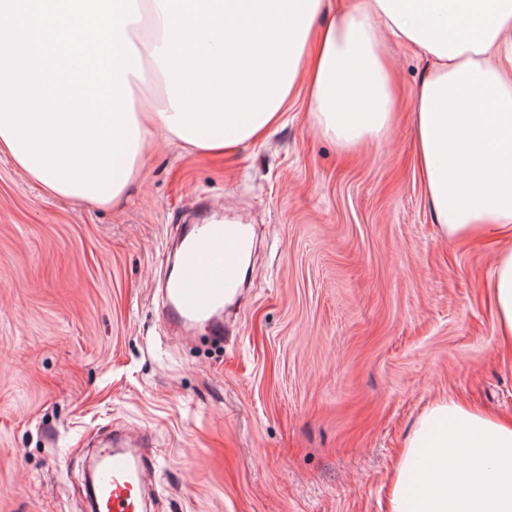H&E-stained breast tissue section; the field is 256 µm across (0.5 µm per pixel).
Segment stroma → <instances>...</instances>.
<instances>
[{
	"label": "stroma",
	"instance_id": "1",
	"mask_svg": "<svg viewBox=\"0 0 512 512\" xmlns=\"http://www.w3.org/2000/svg\"><path fill=\"white\" fill-rule=\"evenodd\" d=\"M397 118L341 151L298 87L237 153L159 141L115 208L47 196L0 154V512H88L98 440L142 429L151 512H385L425 406L512 419L496 244L448 239L415 165L425 60L385 37ZM251 225L231 332L177 339L168 247L211 216Z\"/></svg>",
	"mask_w": 512,
	"mask_h": 512
}]
</instances>
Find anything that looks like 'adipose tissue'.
Instances as JSON below:
<instances>
[{"instance_id":"1","label":"adipose tissue","mask_w":512,"mask_h":512,"mask_svg":"<svg viewBox=\"0 0 512 512\" xmlns=\"http://www.w3.org/2000/svg\"><path fill=\"white\" fill-rule=\"evenodd\" d=\"M125 32L160 95L129 75L138 149L215 154L279 124L300 81L318 131L345 151L393 120L382 32L423 51L413 101L420 177L449 239L494 238L496 333L512 344V0H137ZM386 512H512V422L452 398L406 437Z\"/></svg>"}]
</instances>
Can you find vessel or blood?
<instances>
[{
	"instance_id": "1",
	"label": "vessel or blood",
	"mask_w": 512,
	"mask_h": 512,
	"mask_svg": "<svg viewBox=\"0 0 512 512\" xmlns=\"http://www.w3.org/2000/svg\"><path fill=\"white\" fill-rule=\"evenodd\" d=\"M250 247L249 231L239 224H200L186 233L162 289L165 323L186 331L219 323L225 304L240 295L237 271ZM146 442V434L134 432L99 451L91 479L94 512H148Z\"/></svg>"
}]
</instances>
